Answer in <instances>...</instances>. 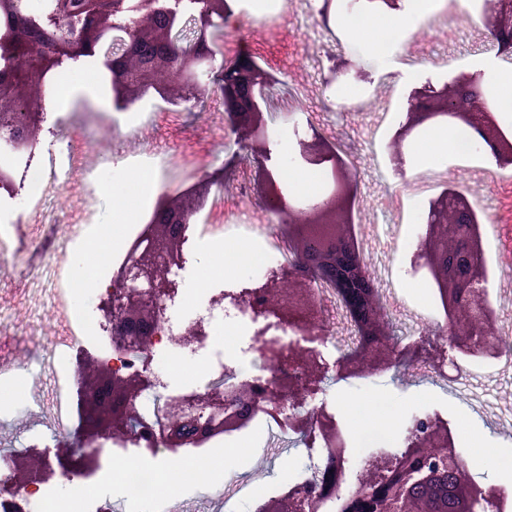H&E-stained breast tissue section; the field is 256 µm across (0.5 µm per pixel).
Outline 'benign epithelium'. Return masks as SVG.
Returning a JSON list of instances; mask_svg holds the SVG:
<instances>
[{
    "label": "benign epithelium",
    "mask_w": 512,
    "mask_h": 512,
    "mask_svg": "<svg viewBox=\"0 0 512 512\" xmlns=\"http://www.w3.org/2000/svg\"><path fill=\"white\" fill-rule=\"evenodd\" d=\"M69 0H56L55 11L42 24L31 22L18 0H0V28L8 31L11 55L24 61L23 70H0V129L16 132L15 144L24 149L39 139L44 121L42 99L33 89L66 61L96 58L112 75L113 106L128 107L154 91L170 104L185 103L192 112L204 102L205 88L197 81L201 66L213 74V92L220 95L228 126L248 136L242 149H265L264 115L269 106L271 76L248 54L224 63L217 59L220 28L229 17L226 0H202L203 7L182 12L163 0H89L74 19L72 35L61 32L54 17L65 15ZM133 13L132 24L118 18ZM499 54L512 57V3L500 4L491 22ZM181 93H169V83ZM497 105L480 90V74L459 73L436 89L425 85L413 91L409 109L393 137V160L400 162L404 139L419 126L450 118L464 123L472 141L484 146L500 169L512 167V138L497 119ZM302 158L326 164L331 187L322 200L305 210L286 204L274 173L258 170L257 192L267 209L282 216L284 239L294 261L252 295L255 314L292 327L310 341L323 342L330 331L321 316L319 288L327 286L336 311L356 336L351 351L330 362L314 347L298 344L272 350L259 348L278 366L273 400L253 380L213 384L203 393L165 400L161 420H139L141 395L160 384L148 364L133 371L99 356H79L78 456L59 462L65 471L91 470L97 458L89 447L101 437L127 434L150 447L177 449L198 445L234 432L264 413L279 419L288 406V426L304 436H318L325 467L304 484L291 485L278 496L254 506V512H322L340 496L349 475L347 440L334 416L324 407L309 406L329 372L338 377L368 376L398 368L407 373L423 363L448 381L456 379L458 359L512 356V342L496 332L498 315L488 292L482 230L469 194L450 183L429 203L425 232L419 237L412 266L425 272L437 288L444 322L425 328L422 336L401 346L393 342L390 319L381 291L364 267L362 247L349 238L347 223L356 201V182L341 163L337 146L318 132L302 143ZM224 184V174L210 175L186 188L181 199L161 196L148 221L149 228L129 249V260L113 275L98 304L100 317L112 325L115 348L143 358L162 327L161 312L174 298L177 286L171 268L183 259L185 232L211 187ZM206 336L202 322L172 333L169 341L184 348ZM10 482L31 489L28 472L48 468L7 460ZM508 497L505 487L478 481L462 462L448 424L432 417L420 420L403 447L378 452L355 479L353 492L343 496L341 512H500Z\"/></svg>",
    "instance_id": "obj_1"
}]
</instances>
